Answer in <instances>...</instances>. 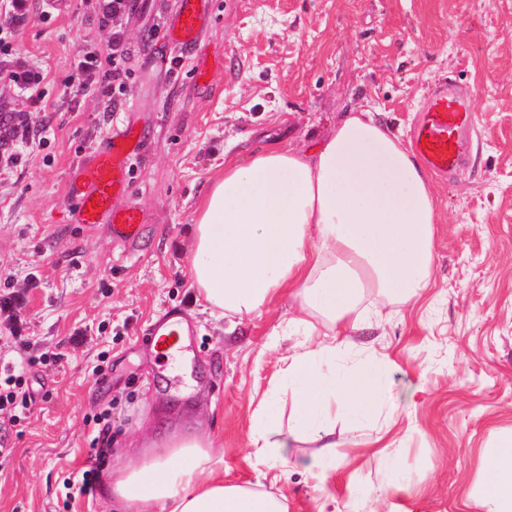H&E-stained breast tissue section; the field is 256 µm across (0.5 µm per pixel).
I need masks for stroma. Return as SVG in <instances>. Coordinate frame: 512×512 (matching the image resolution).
<instances>
[{
  "instance_id": "stroma-1",
  "label": "stroma",
  "mask_w": 512,
  "mask_h": 512,
  "mask_svg": "<svg viewBox=\"0 0 512 512\" xmlns=\"http://www.w3.org/2000/svg\"><path fill=\"white\" fill-rule=\"evenodd\" d=\"M0 0V102L26 126L0 154V282L25 293L24 342L0 359L58 354L29 375L33 401L0 457V512H109L99 493L66 489L125 435L203 425L224 480L286 498L288 512H480L468 499L481 455L512 430V0H208L200 42H169L176 0ZM111 56L117 80L86 68ZM178 59L163 68L159 58ZM204 79H196V70ZM28 74L29 82L18 79ZM472 95L463 165L433 178L441 222L432 285L400 314H371L354 336L373 351L401 416L387 468L367 447L373 424L337 418L338 448L288 441L281 462L256 461L249 420L295 344L273 330L296 307L228 323L197 301L189 228L225 154L249 161L270 143L311 146L354 108L380 113L403 139L436 89ZM133 121L147 139L116 206L145 221L137 246L108 224H79L68 175L110 128ZM188 319V359L165 362L144 336L157 315ZM109 410L108 434L94 414ZM325 470L327 484L316 473ZM400 481L420 499L383 496Z\"/></svg>"
}]
</instances>
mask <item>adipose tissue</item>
I'll use <instances>...</instances> for the list:
<instances>
[{
  "mask_svg": "<svg viewBox=\"0 0 512 512\" xmlns=\"http://www.w3.org/2000/svg\"><path fill=\"white\" fill-rule=\"evenodd\" d=\"M439 212L430 176L403 138L373 112H349L310 148L278 145L248 163L225 156L192 229L190 274L224 318L298 302L284 331L297 339L282 377L289 434L331 435L339 416L373 415L386 394L369 354L330 377L326 362L351 344L366 295L401 307L429 285ZM274 399L257 407L248 441L258 459L282 457ZM125 462L102 488L111 512H286L282 501L228 485L208 433L174 429L125 443ZM482 512H512V431L482 455L473 489Z\"/></svg>",
  "mask_w": 512,
  "mask_h": 512,
  "instance_id": "1",
  "label": "adipose tissue"
}]
</instances>
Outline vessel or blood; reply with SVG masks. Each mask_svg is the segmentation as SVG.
<instances>
[{"mask_svg": "<svg viewBox=\"0 0 512 512\" xmlns=\"http://www.w3.org/2000/svg\"><path fill=\"white\" fill-rule=\"evenodd\" d=\"M206 10L207 0H177L176 12L168 24V38L183 46L195 45ZM472 120L469 92L452 83L445 85L433 94L413 129L416 153L433 172L443 176L455 173L462 164L459 134ZM144 138V132L129 124L108 132L68 180L69 193L77 204L78 223L96 224L108 219L113 241L124 245L139 242L143 217L136 206L114 207L113 199L127 192V160L132 149L142 147ZM147 334L162 359L177 358L184 347L185 326L175 315H160Z\"/></svg>", "mask_w": 512, "mask_h": 512, "instance_id": "obj_1", "label": "vessel or blood"}]
</instances>
